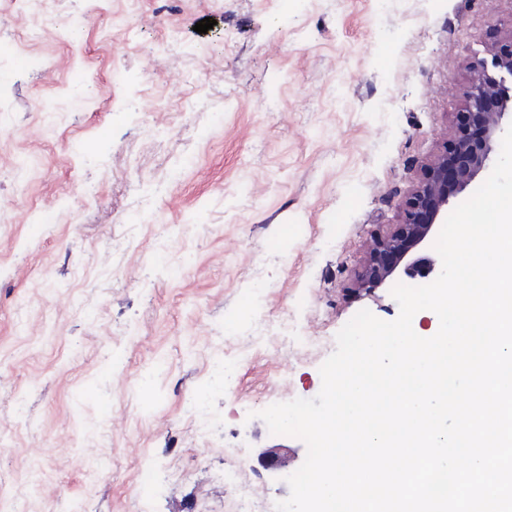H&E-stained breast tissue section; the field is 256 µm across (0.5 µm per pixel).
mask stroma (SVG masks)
<instances>
[{
    "instance_id": "35a3bbf8",
    "label": "stroma",
    "mask_w": 512,
    "mask_h": 512,
    "mask_svg": "<svg viewBox=\"0 0 512 512\" xmlns=\"http://www.w3.org/2000/svg\"><path fill=\"white\" fill-rule=\"evenodd\" d=\"M0 0V486L24 512H230L257 413L317 396L512 0ZM213 19L197 33L196 23ZM239 356L231 378L218 361ZM149 465L176 471L145 488Z\"/></svg>"
}]
</instances>
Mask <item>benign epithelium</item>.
<instances>
[{
	"label": "benign epithelium",
	"instance_id": "7a95c632",
	"mask_svg": "<svg viewBox=\"0 0 512 512\" xmlns=\"http://www.w3.org/2000/svg\"><path fill=\"white\" fill-rule=\"evenodd\" d=\"M465 112L475 119V136L454 134L449 152L431 161L406 200L396 229L374 241L359 279L365 292L390 283L400 272L415 279L442 270V262L424 249L447 215L448 182L459 191L468 187L487 168L493 143L506 129L505 118L512 115V44L491 51L488 60L472 61ZM258 459L274 479L290 466L288 455L277 448L260 450Z\"/></svg>",
	"mask_w": 512,
	"mask_h": 512
}]
</instances>
